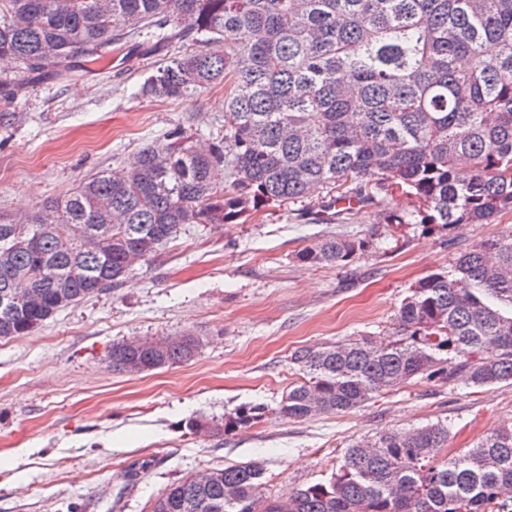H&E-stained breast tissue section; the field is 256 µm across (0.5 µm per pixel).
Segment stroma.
Instances as JSON below:
<instances>
[{"label": "stroma", "instance_id": "obj_1", "mask_svg": "<svg viewBox=\"0 0 512 512\" xmlns=\"http://www.w3.org/2000/svg\"><path fill=\"white\" fill-rule=\"evenodd\" d=\"M126 44L65 83L24 85L0 100V212L37 208L88 177L130 167L174 128L224 135V89L159 101L141 86L151 65L181 51ZM335 192L270 203L233 224H191L126 284L67 308L26 336L0 341V512H152L173 483L230 464L264 467L262 495L280 499L330 479L346 448L387 430L446 422L451 452L512 423V385L464 387L417 377L338 414L280 411L303 375L300 347L368 335L388 339L402 300L458 254L512 229V218L454 233L387 224L412 196L378 194L340 211ZM335 236L365 246L346 266L299 254ZM186 332L189 361L140 374L110 365L114 343ZM258 406L251 425L220 436L190 419Z\"/></svg>", "mask_w": 512, "mask_h": 512}]
</instances>
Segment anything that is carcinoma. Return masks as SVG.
Wrapping results in <instances>:
<instances>
[{"mask_svg":"<svg viewBox=\"0 0 512 512\" xmlns=\"http://www.w3.org/2000/svg\"><path fill=\"white\" fill-rule=\"evenodd\" d=\"M125 37L190 44L142 91L176 100L224 84V138L203 149L170 132L130 170L31 215L0 213L1 340L122 286L186 224H232L320 187L361 205L376 191L414 196L389 224L512 216V0H0V62L35 78L67 77L77 55L99 63ZM17 93L1 72L0 99ZM363 247L326 238L299 259L347 265ZM395 336L294 351L306 380L283 415L347 412L416 376L512 383V230L420 279ZM151 344H112V368L185 362L200 339L172 336L159 358ZM257 418L253 407L190 427L219 434ZM449 442L443 422L383 431L347 448L329 481L282 500L263 498L261 463L231 464L170 485L153 512H512V425L462 453Z\"/></svg>","mask_w":512,"mask_h":512,"instance_id":"obj_1","label":"carcinoma"}]
</instances>
